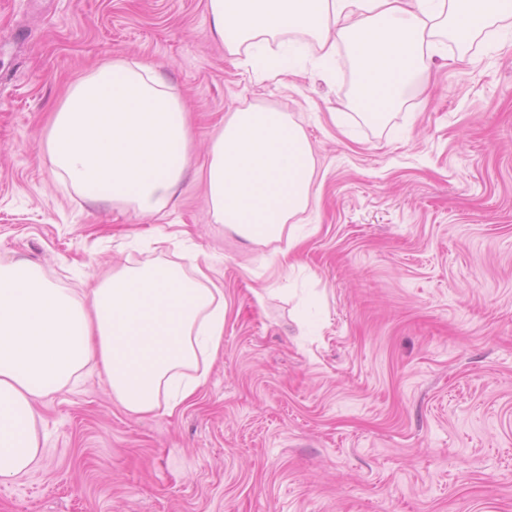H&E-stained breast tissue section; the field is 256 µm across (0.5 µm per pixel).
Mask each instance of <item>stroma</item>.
I'll return each instance as SVG.
<instances>
[{
	"instance_id": "stroma-1",
	"label": "stroma",
	"mask_w": 512,
	"mask_h": 512,
	"mask_svg": "<svg viewBox=\"0 0 512 512\" xmlns=\"http://www.w3.org/2000/svg\"><path fill=\"white\" fill-rule=\"evenodd\" d=\"M457 56L440 44L374 125L345 47L255 77L206 0H0V259L79 298L196 255L226 303L175 412H131L94 373L38 399L42 453L0 512H512V18ZM117 58L160 65L190 115V170L154 215L85 200L43 147L68 87ZM249 106L300 123L319 170L277 257L209 212L210 141Z\"/></svg>"
}]
</instances>
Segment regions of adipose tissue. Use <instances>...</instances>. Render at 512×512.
Masks as SVG:
<instances>
[{"instance_id":"obj_1","label":"adipose tissue","mask_w":512,"mask_h":512,"mask_svg":"<svg viewBox=\"0 0 512 512\" xmlns=\"http://www.w3.org/2000/svg\"><path fill=\"white\" fill-rule=\"evenodd\" d=\"M225 50L267 78L293 69L270 44H313L328 63L346 46L360 68L363 118L383 120L422 69L436 36L460 50L512 17V0H207ZM185 109L153 64L115 59L76 83L55 111L44 146L60 176L95 203L156 213L191 166ZM316 160L286 113L232 112L212 140L206 169L211 214L244 240L295 246L287 223L312 200ZM209 263L153 261L101 279L85 301L28 261H0V482L38 458L37 398L86 367L105 374L126 409L174 410L204 381L200 363L224 344V291Z\"/></svg>"}]
</instances>
